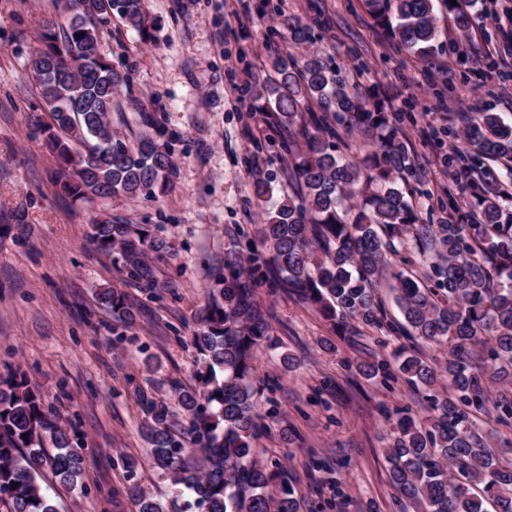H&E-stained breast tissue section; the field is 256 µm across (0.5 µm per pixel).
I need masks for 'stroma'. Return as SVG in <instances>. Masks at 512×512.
<instances>
[{"instance_id": "stroma-1", "label": "stroma", "mask_w": 512, "mask_h": 512, "mask_svg": "<svg viewBox=\"0 0 512 512\" xmlns=\"http://www.w3.org/2000/svg\"><path fill=\"white\" fill-rule=\"evenodd\" d=\"M273 3L264 13L259 0H144L155 24L149 43L113 19L100 51L127 79L112 127L134 141L142 114L151 115L172 148L174 185L153 201L76 202L58 195V162L28 123L39 104L28 61L45 30L61 22L62 4L0 0V379L24 374L81 439L84 488L48 483L58 512H135L125 456L138 460L144 491L170 496L152 466L137 395L171 401V383L194 384L192 335L209 272L243 262L235 242L261 222L253 176L270 173L275 190L287 186V164L267 165L252 146L260 114L244 89L267 76V33L278 17L318 13L314 50L347 77L361 65V86L380 85L416 158L408 189L432 223L448 219L441 203L452 183L441 157L462 149L459 129L477 110L512 123V56L496 54L512 42V31L497 23L512 14V0H481L466 32L437 9L443 47L430 64L401 53L364 0ZM105 215L149 225L170 242L155 298L126 282L89 240L90 220ZM104 288L133 302L131 335L113 334L112 313L98 298ZM256 299L270 314L275 343L262 352L259 375L277 410L256 443L259 459L281 461L301 512H398L384 459L388 416L419 412L422 395L359 374L360 363L388 356L382 333L342 335L281 289L259 288ZM284 354L293 367L283 365Z\"/></svg>"}]
</instances>
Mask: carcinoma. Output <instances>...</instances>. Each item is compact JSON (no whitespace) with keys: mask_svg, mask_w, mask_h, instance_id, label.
<instances>
[{"mask_svg":"<svg viewBox=\"0 0 512 512\" xmlns=\"http://www.w3.org/2000/svg\"><path fill=\"white\" fill-rule=\"evenodd\" d=\"M463 0H442L457 29L473 16ZM376 25L401 50L427 63L439 46L434 0H366ZM66 21L42 34L30 72L41 107L28 116L60 160L56 186L75 199L118 194L147 200L165 193L174 176L169 145L145 134L130 143L112 130L110 115L123 76L99 52L101 35L119 16L145 42L152 37L143 0H62ZM268 35L289 45L316 40L313 27L296 17ZM264 123L288 140L267 137L274 156L291 158L292 196L273 200L272 178L258 175L257 198L269 204L257 235L266 259L247 246L248 267L218 268L205 288L192 345L201 366L198 386H173L187 419L174 426L170 404L142 399L152 464L174 493L190 497L178 512H299L295 489L281 463L255 455L262 422L272 415L261 402L256 360L270 338L255 289L273 280L319 309L333 327L386 328L416 343L446 348L444 365L403 351L396 366L384 357L359 366L424 389L425 415L402 412L390 421L385 457L391 480L414 512H484L479 488L512 512V444L485 435V419L512 426V212L493 177L469 182L470 208L448 193L450 220L429 224L400 183L414 176L415 157L400 135L399 117L380 88L364 92L348 84L340 67L317 52L289 50L268 60L265 82L255 88ZM377 135L376 143L350 159L338 153L340 130ZM470 168L486 159H512V125L495 112H480L464 133ZM88 238L112 256L117 270L151 299L157 265L171 247L139 224L110 216L88 225ZM424 278L398 268L410 259ZM389 283L403 317L384 315L380 281ZM100 299L121 328L133 322L126 296L105 290ZM488 351L485 366L473 363ZM75 438L49 410L41 392L14 379L0 381V505L6 512H57L44 479L51 474L72 487L82 479ZM16 486H11V483ZM136 512H168L169 503L137 485L129 488Z\"/></svg>","mask_w":512,"mask_h":512,"instance_id":"obj_1","label":"carcinoma"}]
</instances>
